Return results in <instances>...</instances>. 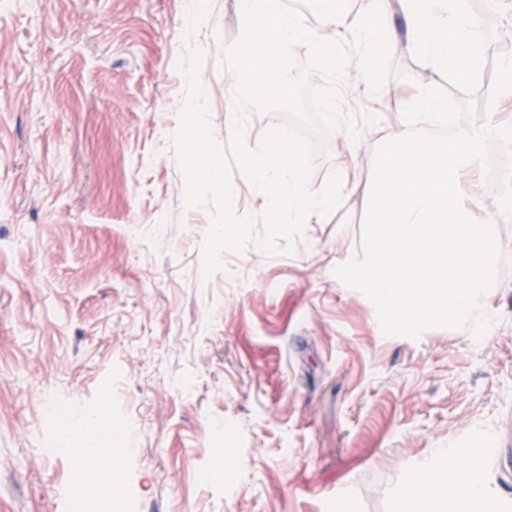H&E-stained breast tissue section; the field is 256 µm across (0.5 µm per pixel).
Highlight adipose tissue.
Returning a JSON list of instances; mask_svg holds the SVG:
<instances>
[{
	"label": "adipose tissue",
	"mask_w": 512,
	"mask_h": 512,
	"mask_svg": "<svg viewBox=\"0 0 512 512\" xmlns=\"http://www.w3.org/2000/svg\"><path fill=\"white\" fill-rule=\"evenodd\" d=\"M434 458L448 465L447 476L429 483L422 474H415L397 512H476L479 502L491 493L488 482L454 468L456 454L450 449H436Z\"/></svg>",
	"instance_id": "ef3b65f1"
}]
</instances>
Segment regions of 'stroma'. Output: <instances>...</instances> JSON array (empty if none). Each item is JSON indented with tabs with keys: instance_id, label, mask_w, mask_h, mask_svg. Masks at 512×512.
<instances>
[{
	"instance_id": "stroma-1",
	"label": "stroma",
	"mask_w": 512,
	"mask_h": 512,
	"mask_svg": "<svg viewBox=\"0 0 512 512\" xmlns=\"http://www.w3.org/2000/svg\"><path fill=\"white\" fill-rule=\"evenodd\" d=\"M474 2L498 30L470 98L481 122L493 60L512 52V0ZM187 4L0 0V512H394L437 448L490 481L481 512H512V223L497 225L494 322L478 341L385 335L335 276L343 240L361 241L360 191L291 252L227 251L204 275L210 210L184 206L170 141ZM238 35L234 0H213L194 36L221 141L234 87L222 46ZM392 50L386 95L341 87L347 113L379 124L353 147L333 133L312 188L369 172L419 86L469 99L399 39ZM49 405L78 420L71 454L47 452L60 439ZM84 417L106 434L133 425L136 454L118 488L87 485L76 511V467L99 446ZM219 461L224 474L197 482Z\"/></svg>"
}]
</instances>
